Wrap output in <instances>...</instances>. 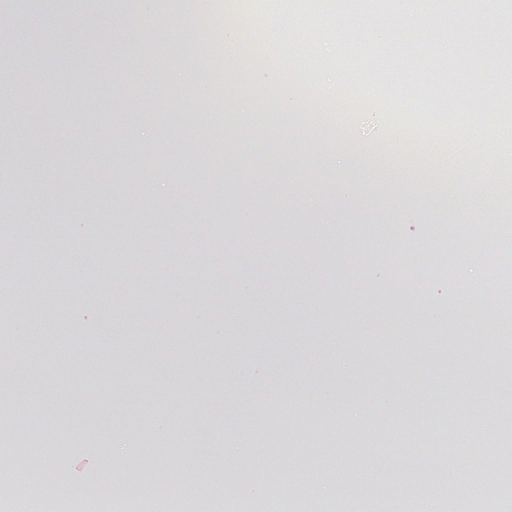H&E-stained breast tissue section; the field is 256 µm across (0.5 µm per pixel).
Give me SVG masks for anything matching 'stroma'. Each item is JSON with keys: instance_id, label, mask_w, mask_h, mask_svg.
I'll return each instance as SVG.
<instances>
[{"instance_id": "35a3bbf8", "label": "stroma", "mask_w": 512, "mask_h": 512, "mask_svg": "<svg viewBox=\"0 0 512 512\" xmlns=\"http://www.w3.org/2000/svg\"><path fill=\"white\" fill-rule=\"evenodd\" d=\"M500 7L79 0L37 18L0 0V29L37 30L0 50V363L25 372L0 398V474L35 430L65 485L133 448L130 485L147 461L187 487L261 470L292 488L200 512H445L455 485L512 481L471 455L512 406V330L468 277L512 259L495 91L449 71L475 123L449 153L404 132L444 122L423 89L435 61L496 56ZM392 153L415 186L386 195ZM475 235L484 258L451 264Z\"/></svg>"}]
</instances>
